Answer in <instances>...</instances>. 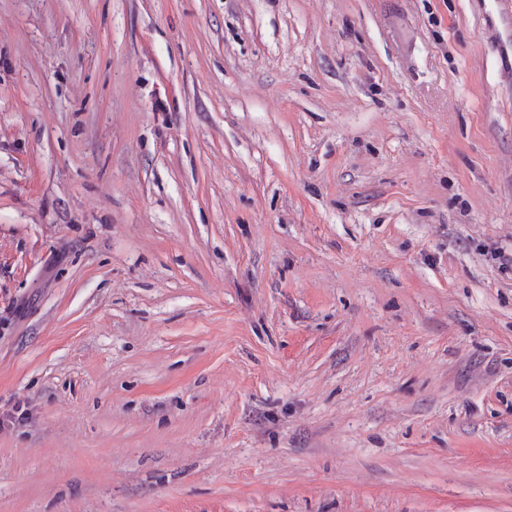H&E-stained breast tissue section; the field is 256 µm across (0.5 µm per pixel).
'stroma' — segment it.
I'll return each instance as SVG.
<instances>
[{
	"label": "stroma",
	"instance_id": "35a3bbf8",
	"mask_svg": "<svg viewBox=\"0 0 512 512\" xmlns=\"http://www.w3.org/2000/svg\"><path fill=\"white\" fill-rule=\"evenodd\" d=\"M498 248L499 0H0V512H512Z\"/></svg>",
	"mask_w": 512,
	"mask_h": 512
}]
</instances>
